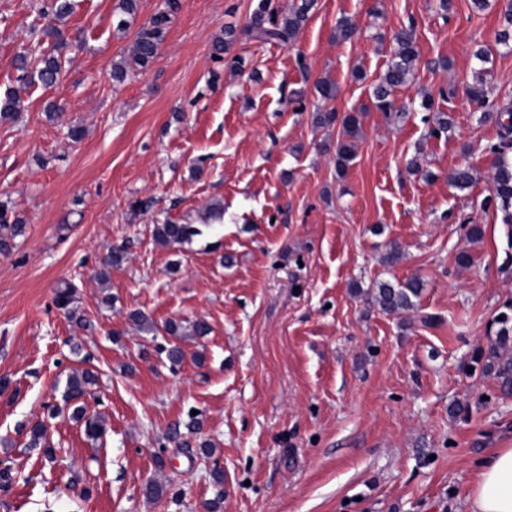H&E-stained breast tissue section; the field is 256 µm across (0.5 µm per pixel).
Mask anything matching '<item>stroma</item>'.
Instances as JSON below:
<instances>
[{
  "instance_id": "1",
  "label": "stroma",
  "mask_w": 512,
  "mask_h": 512,
  "mask_svg": "<svg viewBox=\"0 0 512 512\" xmlns=\"http://www.w3.org/2000/svg\"><path fill=\"white\" fill-rule=\"evenodd\" d=\"M257 2L181 0L157 58L118 84L112 61L134 30L117 32L118 0H74L64 78L22 90L17 121L0 122V201L26 224L0 254V512H466L482 461L512 448V395L461 369L512 299V248L484 205L498 127L466 93L483 74L494 110L512 109V50L497 42L507 0L445 13L439 0H317L288 45L247 34ZM38 6L0 0V94L17 85ZM342 17L357 28L347 42ZM230 24V52L251 66L239 76L212 55ZM407 26L419 58L393 122L370 92ZM322 77L339 85L332 108L361 115L342 178L339 128L313 123ZM426 96L448 134L431 135ZM51 101L63 107L52 119ZM464 165L474 181L459 190L448 174ZM216 201L224 214L207 219ZM167 221L200 233L159 244ZM413 276V309L374 303L379 283ZM64 283L78 320L54 304ZM198 320L207 335H192ZM84 369L97 376L86 414L107 425L96 441L63 399ZM456 403L465 416L450 415ZM38 422L56 461L27 445ZM151 480L162 499L144 496Z\"/></svg>"
}]
</instances>
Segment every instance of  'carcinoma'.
<instances>
[{"instance_id":"1","label":"carcinoma","mask_w":512,"mask_h":512,"mask_svg":"<svg viewBox=\"0 0 512 512\" xmlns=\"http://www.w3.org/2000/svg\"><path fill=\"white\" fill-rule=\"evenodd\" d=\"M139 0H119L117 5L116 30L125 32L136 18ZM315 7V0H300L286 7H278L273 0H258L247 26L248 34L263 42L288 44L292 42L308 19L309 12ZM180 8L179 0H164V7L155 13L136 32L131 53L112 61V78L121 83L130 70L136 66L146 67L158 56L166 39L173 17ZM73 11L71 0H43L41 16L56 22L63 21ZM62 36L58 27L48 24L42 28H30V38L34 48H39L45 38L59 39ZM236 40L235 30L224 29V36L217 38L212 46L213 55L224 59L231 44ZM418 49L413 31L402 28L393 37L391 58L383 75L372 85V102L376 109L385 113L390 120L401 117V112L394 108L393 95L396 89L411 82L415 76V63ZM38 65L29 67V56L18 55L16 68L20 71L18 82L20 87H28L35 82L50 87L63 77L61 58L53 52H42L37 57ZM321 100L329 103L339 93L337 83L324 77L315 84ZM468 96L479 106L487 104V90L482 77V69L475 71V83L469 86ZM21 98L18 91L11 90L0 96V122L14 121L18 117ZM484 120L496 119L499 126V141L492 145L490 151L495 155L494 173L492 176L490 195L486 203L494 206L502 213V224L506 229V237L512 245V113L508 120L501 114L485 112ZM317 124L331 127L340 125L341 135L336 141V171L344 175L355 156L356 139L361 129L359 114L355 112L338 116L334 109H324L315 113ZM24 224L6 204L0 205V253H8L13 247L16 237L23 234ZM200 234V230L191 224L167 222L155 225V238L166 245L182 244L191 237ZM125 259V250L120 248L112 251L103 261L98 276L105 280L109 270L119 266ZM419 278L411 277L406 281L393 285L389 282L379 284L375 294V302L388 314H396L415 306L414 298L420 295ZM73 299V287L67 284L56 292V306L68 316H73L70 304ZM502 319H493L497 326L494 334L489 336L486 346L476 349L466 363V368L480 372L484 377L497 381L501 391L512 395V300L502 305L498 312ZM95 383V375L89 371L72 372L67 376L63 397L68 402H78L88 393V386ZM73 418L84 421L85 435L92 439H100L106 432L103 420L99 417H86V411L78 406L74 409Z\"/></svg>"}]
</instances>
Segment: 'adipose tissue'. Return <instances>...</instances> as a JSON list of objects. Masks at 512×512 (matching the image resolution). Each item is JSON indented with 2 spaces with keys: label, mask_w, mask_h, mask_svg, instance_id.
Masks as SVG:
<instances>
[{
  "label": "adipose tissue",
  "mask_w": 512,
  "mask_h": 512,
  "mask_svg": "<svg viewBox=\"0 0 512 512\" xmlns=\"http://www.w3.org/2000/svg\"><path fill=\"white\" fill-rule=\"evenodd\" d=\"M469 512H512V448L485 459L467 495Z\"/></svg>",
  "instance_id": "ef3b65f1"
}]
</instances>
